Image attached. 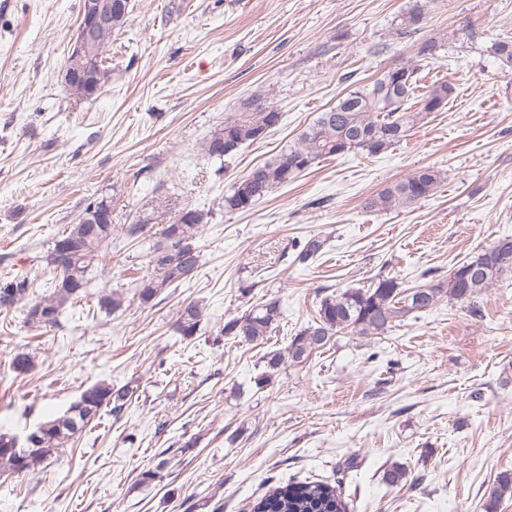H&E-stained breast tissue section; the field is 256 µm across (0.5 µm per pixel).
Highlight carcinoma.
<instances>
[{
  "label": "carcinoma",
  "mask_w": 512,
  "mask_h": 512,
  "mask_svg": "<svg viewBox=\"0 0 512 512\" xmlns=\"http://www.w3.org/2000/svg\"><path fill=\"white\" fill-rule=\"evenodd\" d=\"M130 0L121 10L112 13V25L99 32L94 44L85 52L90 65L86 81L64 82L69 96L76 101L89 98L98 90L109 73L103 61L106 45L112 35L126 24ZM425 18V6L415 2L397 19V30L406 34L419 29ZM493 55L505 65H512V40L502 39L491 46ZM415 65L394 66L375 81L357 87L340 98L336 105L319 113L315 121L298 138L271 159L257 165L258 173H248L224 195V211L243 212L251 209L273 189L294 181L317 161L351 152L377 156L402 142L407 133L432 112L448 105L454 86L448 81L435 82L418 92ZM282 114L254 100L252 109L235 112L224 118V125L215 129L203 142L202 149L211 157L233 156L243 145L261 139L281 121ZM442 181L441 171L421 167L396 181L365 207L390 210L407 206L433 195ZM112 209L111 202L101 199L88 202L78 222L64 229L54 241L50 262L58 270L54 290L47 297L27 300L30 283L18 277L0 284V307L10 308L26 302L27 324L35 328L53 327L63 307L78 301L86 292L89 274L99 257L112 242V223H97L98 214ZM206 214L195 208H184L170 224L162 225L160 241L152 246L150 264L154 275L140 281L134 293L142 304H148L174 282L192 277L199 267L200 254L192 240ZM319 237L306 240L297 251L295 262L305 264L324 247ZM512 274V245H495L456 266L448 279L419 288H402L397 279L386 277L368 287L347 288L324 297L316 316L301 329L283 351L264 356L266 371L257 386L269 384L272 376L287 364L298 365L325 349L340 333L354 336H377L410 313L435 306L441 296L470 304V312L479 313L475 298L504 275ZM201 311L190 302L180 311L174 331L186 340L200 332ZM279 319V305L269 301L258 305L241 317L233 318L218 331L220 336L242 337L249 342L264 340ZM12 368L27 375L34 368L33 357L25 350L17 351ZM131 387L116 388L98 382L85 389L67 412L39 424L33 443L19 440L9 431H0V475L33 473L53 458L58 450L81 435L105 413L121 416L133 400ZM512 495V473H500L487 492L486 509L494 512L499 502ZM253 512H346L336 488L322 481L287 482L255 501Z\"/></svg>",
  "instance_id": "carcinoma-1"
}]
</instances>
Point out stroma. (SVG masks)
Returning a JSON list of instances; mask_svg holds the SVG:
<instances>
[{
    "label": "stroma",
    "instance_id": "stroma-1",
    "mask_svg": "<svg viewBox=\"0 0 512 512\" xmlns=\"http://www.w3.org/2000/svg\"><path fill=\"white\" fill-rule=\"evenodd\" d=\"M414 0H131L104 53L102 89L74 103L62 66L81 0H0V283L24 276L48 296L54 240L88 200L112 203V244L80 302L56 326L0 308V428L26 436L103 381L133 387L33 474L0 476V512H250L286 480H319L348 512H486L484 492L512 472V275L474 304L441 299L379 336L338 334L325 352L256 385L263 356L285 349L334 291L394 277L406 288L449 272L512 235V66L490 52L512 37V0H422L419 30L395 21ZM430 37L420 85L449 81L447 107L384 154L315 164L250 210L224 195L294 141L319 112ZM281 112L260 142L220 160L201 148L256 95ZM441 170L436 193L390 211L365 202L411 171ZM190 206L207 218L200 266L149 305L162 221ZM156 214L127 238L122 225ZM325 239L308 265L290 245ZM122 295L105 314L102 290ZM274 299L278 327L261 342L217 338L225 322ZM202 309L182 341L183 303ZM482 314L475 317L471 306ZM35 367L17 375L15 352ZM407 470L386 485L392 464ZM160 476L142 483L141 474Z\"/></svg>",
    "mask_w": 512,
    "mask_h": 512
}]
</instances>
